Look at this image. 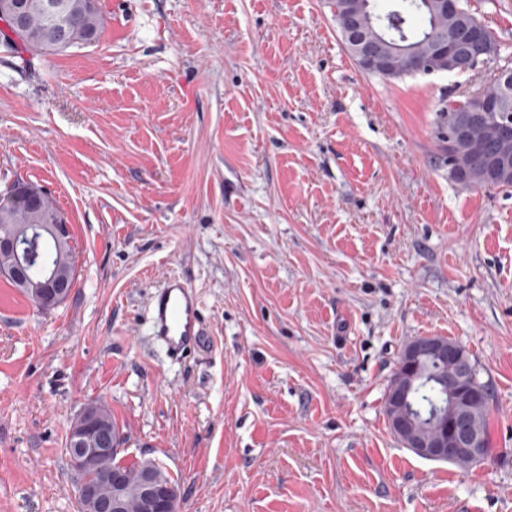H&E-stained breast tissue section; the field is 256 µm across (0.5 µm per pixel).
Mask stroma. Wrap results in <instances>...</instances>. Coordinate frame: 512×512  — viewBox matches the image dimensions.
<instances>
[{
    "instance_id": "35a3bbf8",
    "label": "stroma",
    "mask_w": 512,
    "mask_h": 512,
    "mask_svg": "<svg viewBox=\"0 0 512 512\" xmlns=\"http://www.w3.org/2000/svg\"><path fill=\"white\" fill-rule=\"evenodd\" d=\"M512 69V0H468ZM95 44L0 41V198L43 188L76 283L42 309L0 278V512H78L65 441L109 408L119 460L181 512H512V189L448 177L436 139L472 74L382 81L329 0H99ZM172 275L206 344L148 334ZM422 336L490 382V456L423 459L387 386ZM333 8V16L336 20L337 28L340 31L342 38L347 46L348 51L351 53V39H358L363 37V31L350 32V28L347 27L346 16H345V0H334L331 1ZM357 56L359 59L366 60L368 56H372L375 51L372 48V44L364 39L356 40L353 44ZM353 56V55H352Z\"/></svg>"
}]
</instances>
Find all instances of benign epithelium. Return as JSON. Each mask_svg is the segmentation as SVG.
Wrapping results in <instances>:
<instances>
[{"label":"benign epithelium","instance_id":"benign-epithelium-1","mask_svg":"<svg viewBox=\"0 0 512 512\" xmlns=\"http://www.w3.org/2000/svg\"><path fill=\"white\" fill-rule=\"evenodd\" d=\"M30 10L27 0L0 2V25L28 39H35L26 26ZM487 166L503 172L512 167V126L498 130L497 147L490 152ZM44 224H5L0 227V255L12 260L11 275L24 288H35L42 300L41 307L49 308L66 299L74 288V279L58 269H48L39 278L29 275L27 268L39 256L40 239L50 238L61 247L71 242V225L59 211L46 215ZM427 360L448 365V374L442 379L448 390V410L436 411L432 420L436 426L431 434L422 435L417 427L418 416L410 406L408 394L421 377ZM477 397L470 366L457 345L448 343L443 336H425L408 344L400 355L397 375L385 397L392 431L403 445L416 455L433 461H446L460 454L483 458L485 449L472 430L467 411L469 403ZM66 452L80 473H95L102 468L106 488L85 479L78 484V499L92 507V512H122L123 479L119 469L112 466L116 457V435L113 430L98 423L94 411L83 410L78 424L70 426ZM172 488L157 483L153 476L145 477L142 497L149 512H170L169 498Z\"/></svg>","mask_w":512,"mask_h":512}]
</instances>
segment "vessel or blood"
I'll return each mask as SVG.
<instances>
[{"mask_svg": "<svg viewBox=\"0 0 512 512\" xmlns=\"http://www.w3.org/2000/svg\"><path fill=\"white\" fill-rule=\"evenodd\" d=\"M150 332L169 357L179 359L203 343L201 307L194 290L172 276L151 298Z\"/></svg>", "mask_w": 512, "mask_h": 512, "instance_id": "1", "label": "vessel or blood"}]
</instances>
